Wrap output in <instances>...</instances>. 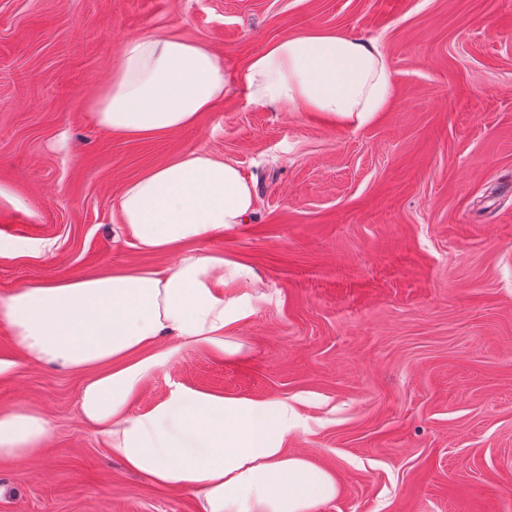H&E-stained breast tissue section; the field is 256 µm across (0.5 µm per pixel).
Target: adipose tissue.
Here are the masks:
<instances>
[{
    "mask_svg": "<svg viewBox=\"0 0 512 512\" xmlns=\"http://www.w3.org/2000/svg\"><path fill=\"white\" fill-rule=\"evenodd\" d=\"M258 107L292 106L360 128L392 96L384 54L372 42L321 30L279 39L236 73L210 47L172 34L126 40L106 85L88 100L97 125L132 138L162 136L194 124L229 85ZM255 194L239 167L196 150L127 182L117 197L122 224L137 246L168 252L245 223ZM252 269L223 255L192 253L169 271L149 268L66 281L37 280L0 297V323L22 357L63 369L91 370L79 409L109 455L157 485L200 493L198 512H318L335 498V476L284 442L303 417L287 399L224 396L178 386L152 407L130 400L165 368V336L236 355L229 334L254 313L248 297L225 298L229 279ZM50 433L48 419L19 404L0 409V458L25 461Z\"/></svg>",
    "mask_w": 512,
    "mask_h": 512,
    "instance_id": "1",
    "label": "adipose tissue"
}]
</instances>
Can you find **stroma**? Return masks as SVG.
<instances>
[{"instance_id":"35a3bbf8","label":"stroma","mask_w":512,"mask_h":512,"mask_svg":"<svg viewBox=\"0 0 512 512\" xmlns=\"http://www.w3.org/2000/svg\"><path fill=\"white\" fill-rule=\"evenodd\" d=\"M315 29L376 42L390 105L364 127L263 108L230 87L163 137L100 129L88 98L128 38L170 32L228 70ZM185 150L255 186L247 223L179 250L134 246L122 186ZM251 267L224 295L255 313L227 356L172 336L139 412L179 385L285 397L288 453L336 476L320 512H512V0H0V296L179 255ZM0 408L51 423L35 459L0 458V512H197L110 458L79 411L85 376L21 361L0 324Z\"/></svg>"}]
</instances>
